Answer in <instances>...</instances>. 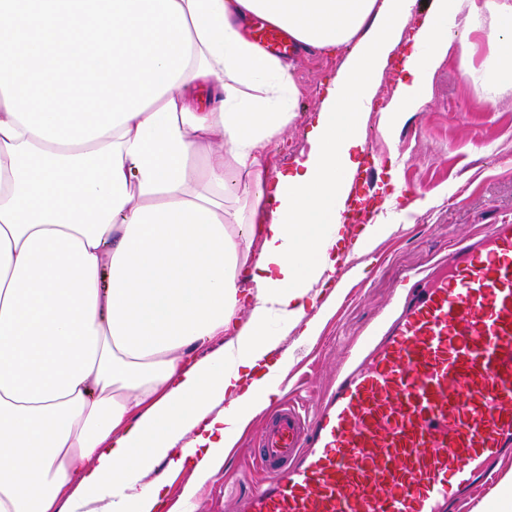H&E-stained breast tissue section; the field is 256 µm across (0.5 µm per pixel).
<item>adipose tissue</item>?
Listing matches in <instances>:
<instances>
[{"mask_svg":"<svg viewBox=\"0 0 512 512\" xmlns=\"http://www.w3.org/2000/svg\"><path fill=\"white\" fill-rule=\"evenodd\" d=\"M387 129L490 11L512 84V0H434ZM413 0H0V512H162L157 464L191 504L282 392L279 320L313 340L344 290L337 205L377 62ZM258 16L300 49L357 42L312 149L269 177L296 116L290 61L246 39ZM191 470L185 469L180 474L170 475L166 472L165 465H158L152 472H150L143 480V483H150L159 478L169 483L168 485V505L172 504L176 510L181 508V493L183 487L191 480Z\"/></svg>","mask_w":512,"mask_h":512,"instance_id":"adipose-tissue-1","label":"adipose tissue"}]
</instances>
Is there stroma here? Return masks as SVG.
Returning <instances> with one entry per match:
<instances>
[{
	"mask_svg": "<svg viewBox=\"0 0 512 512\" xmlns=\"http://www.w3.org/2000/svg\"><path fill=\"white\" fill-rule=\"evenodd\" d=\"M433 8L416 0L399 39L378 64L370 112L358 128L365 151L377 156V172L367 191L380 203L375 218L396 229L374 247L354 254L360 267L348 278L342 300L312 342L299 341L297 330L275 323L270 331L288 356V399L318 402L336 380L349 354L370 336L396 305L398 282L409 271L429 268L457 238L512 220V87L492 82L488 71L498 57L489 33L494 14L458 17L473 46L468 63L448 54L429 83L431 100L394 131L383 129L400 73L393 62L415 49L413 35ZM354 44L330 54L319 50L293 56L292 79L300 94L296 117L282 142L269 150V173L284 172L306 156L310 131L333 79L353 56ZM432 196V206L411 211L415 200ZM408 213L409 223L399 220ZM264 416H257L232 448L223 470L206 483L193 501V512H235L262 472L256 454Z\"/></svg>",
	"mask_w": 512,
	"mask_h": 512,
	"instance_id": "obj_1",
	"label": "stroma"
}]
</instances>
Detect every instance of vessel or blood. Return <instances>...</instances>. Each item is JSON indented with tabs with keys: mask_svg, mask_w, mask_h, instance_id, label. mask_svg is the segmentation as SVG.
Wrapping results in <instances>:
<instances>
[{
	"mask_svg": "<svg viewBox=\"0 0 512 512\" xmlns=\"http://www.w3.org/2000/svg\"><path fill=\"white\" fill-rule=\"evenodd\" d=\"M265 49L288 37L263 22ZM312 415L276 406L237 512H446L512 444V223L454 242Z\"/></svg>",
	"mask_w": 512,
	"mask_h": 512,
	"instance_id": "vessel-or-blood-1",
	"label": "vessel or blood"
}]
</instances>
